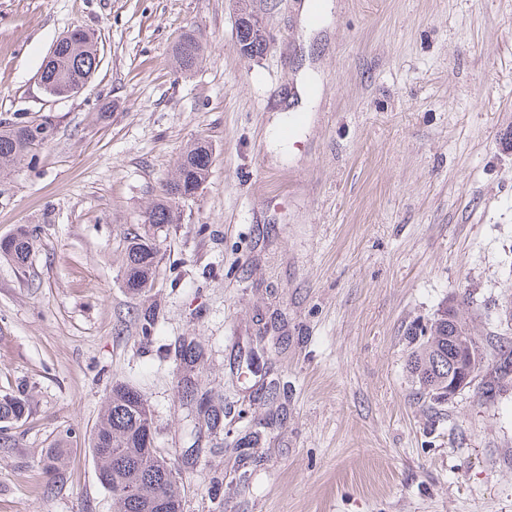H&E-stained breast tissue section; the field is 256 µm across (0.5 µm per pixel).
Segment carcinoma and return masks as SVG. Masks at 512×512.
I'll return each mask as SVG.
<instances>
[{
  "instance_id": "1",
  "label": "carcinoma",
  "mask_w": 512,
  "mask_h": 512,
  "mask_svg": "<svg viewBox=\"0 0 512 512\" xmlns=\"http://www.w3.org/2000/svg\"><path fill=\"white\" fill-rule=\"evenodd\" d=\"M236 38L247 49L248 56L262 53L265 44L253 29L236 31ZM173 57L182 72H191L203 62V49L192 33L180 37L174 45ZM100 58L94 38L76 27L57 40L43 60L39 87L49 96L63 88L85 85L99 67ZM55 124L48 115L38 119L0 122V174L36 158V152L53 139ZM211 160L204 144L184 151L171 177L162 185L158 198L147 208L144 223L150 227L172 224L177 219V203L196 194L208 176ZM35 230L23 228L0 244V253L17 265L27 262ZM159 248L146 234L132 233L125 252V285L133 294L151 287ZM414 349L408 356L407 371L418 393L435 401L443 398L448 382L443 374L429 372L427 366L448 356V337L464 342L478 370L493 375L512 362L511 350L492 355L475 337L469 321L460 310L448 317L444 310L430 327L418 326L410 332ZM180 363L190 366L200 355L199 345L192 338H182ZM181 399L196 405V419L210 428L216 427L213 405H203L207 396L198 389L184 385ZM30 408L27 386L19 384L12 392L0 396V423L21 420ZM90 451L98 466L100 483L112 494L113 512H183L177 472L155 448L153 414L147 398L137 389L115 383L108 391L97 425L90 440ZM64 448H51L38 461L48 472L59 473L64 465Z\"/></svg>"
}]
</instances>
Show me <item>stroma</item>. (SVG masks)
Instances as JSON below:
<instances>
[{
    "instance_id": "35a3bbf8",
    "label": "stroma",
    "mask_w": 512,
    "mask_h": 512,
    "mask_svg": "<svg viewBox=\"0 0 512 512\" xmlns=\"http://www.w3.org/2000/svg\"><path fill=\"white\" fill-rule=\"evenodd\" d=\"M303 2L253 0L269 39L250 58L236 0H0V121L56 124L0 175V238L37 231L25 266L0 257V394H33L0 448V512H112L88 437L116 381L148 398L183 512H512V375L437 403L406 370L408 330L452 299L512 346V0H323L313 22ZM76 26L99 69L46 97L37 74ZM188 31L205 60L182 75ZM201 140L208 177L131 294L126 234ZM184 337L217 430L180 401ZM65 433L57 478L37 463Z\"/></svg>"
}]
</instances>
